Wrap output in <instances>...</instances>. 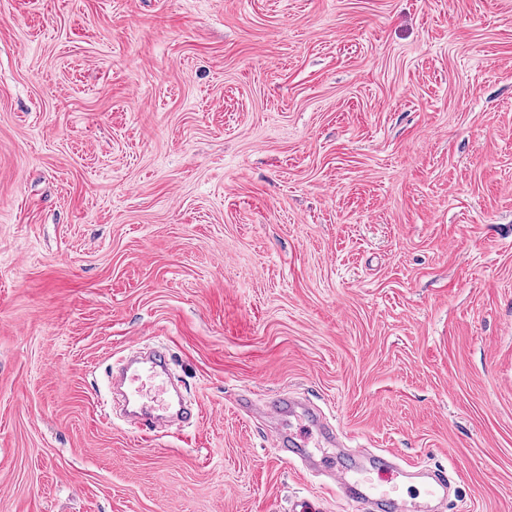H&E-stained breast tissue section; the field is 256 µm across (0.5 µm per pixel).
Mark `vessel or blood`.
Instances as JSON below:
<instances>
[{"label":"vessel or blood","mask_w":512,"mask_h":512,"mask_svg":"<svg viewBox=\"0 0 512 512\" xmlns=\"http://www.w3.org/2000/svg\"><path fill=\"white\" fill-rule=\"evenodd\" d=\"M170 363L168 350L156 347L130 356L121 368L125 400L140 432L155 435L166 426L182 427L201 420V409L188 407L175 399L168 378ZM236 405L246 416L262 417L272 422L284 415L301 412L300 428L315 435V447L305 444L289 447L287 437L277 429L270 432L274 447L290 448L292 459L299 461L304 469L324 475V490L341 494L351 512H395L398 502L392 492L351 475L355 469L373 470L381 464L393 466L394 454L380 455L365 448H355L350 453L351 463H333L327 451L338 444L334 427L324 422L313 409L303 406L297 398L283 394L258 402L242 397ZM424 477L427 497L447 496L448 476L445 471L428 469Z\"/></svg>","instance_id":"1"}]
</instances>
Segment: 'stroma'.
Listing matches in <instances>:
<instances>
[{
	"mask_svg": "<svg viewBox=\"0 0 512 512\" xmlns=\"http://www.w3.org/2000/svg\"><path fill=\"white\" fill-rule=\"evenodd\" d=\"M289 391L512 512V0H0V512H347ZM171 355L164 348H151L130 356L122 365L120 380L125 400L137 420L139 431L155 436L163 427L198 423L202 411L190 408L177 397L168 378Z\"/></svg>",
	"mask_w": 512,
	"mask_h": 512,
	"instance_id": "35a3bbf8",
	"label": "stroma"
}]
</instances>
